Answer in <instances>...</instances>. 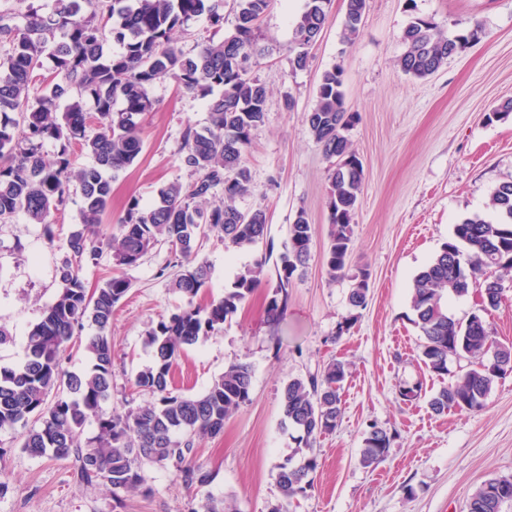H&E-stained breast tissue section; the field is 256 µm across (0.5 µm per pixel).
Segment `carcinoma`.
I'll return each mask as SVG.
<instances>
[{"mask_svg": "<svg viewBox=\"0 0 512 512\" xmlns=\"http://www.w3.org/2000/svg\"><path fill=\"white\" fill-rule=\"evenodd\" d=\"M271 0H238L234 31L211 40L194 55L174 42L175 31L188 30L204 16L211 25L224 22V0H53L50 9L32 5L25 24L10 23L0 13V43L9 45L0 57V223L20 212L39 224L45 240L55 241L54 215L70 199L72 182L81 194V224L67 237L68 257L58 269L60 288L42 318L28 332L22 362L0 365V429L22 430V448L34 456L73 458L72 478L79 487L108 485L133 490L146 485V467L171 471L188 489L210 484L211 473L194 463L200 441L224 431V421L250 399L251 366L230 363L210 387L196 396L170 389V373L186 346L219 329L239 305L262 285V263L237 276L224 297L201 307L195 298L210 278V266L196 260V242L215 234L224 248L248 250L266 234L267 216L257 207L241 222L233 201L252 192L244 153L252 131L265 121L268 91L244 70L258 47L257 21ZM331 0H305L293 29L294 67H305L311 44L325 26ZM366 0H347L342 40L359 34ZM482 27L473 24L447 37L431 18L416 17L403 32L406 50L401 70L417 78L433 74L448 58L481 40ZM115 41L121 51L106 53ZM344 71L340 67L321 76L316 100L307 114L309 131L330 158L354 160L330 173L329 244L322 264L331 279L345 276L352 242V219L362 192L363 165L339 127L344 106ZM170 76L188 94L208 102L206 125L189 126L179 149L181 162L194 175L188 184L172 181L143 207L128 201L118 219L113 258L119 271L102 285L88 290L80 275L82 261L96 251L102 219L112 203V182L133 165L144 150L140 117L151 108L150 89ZM46 81L44 93L30 98V86ZM67 101L64 112L59 102ZM58 144L53 160L43 158L46 142ZM93 159L75 168V150ZM223 201H214L216 194ZM496 214L490 221L476 214L454 226L453 235L412 279L413 324L422 338L420 354L434 374H448V346L460 357L497 352L501 363L480 364L458 375L430 401L440 414L450 409L479 411L495 379L512 372V347L491 336L481 315L458 321L448 313V297H462L473 287L492 284L487 273L512 270V181L496 187L489 197ZM314 229L305 211L289 225L288 251L277 270L276 297L270 310L287 300L294 273L311 257ZM168 242L181 259L183 271L171 281L186 304L162 318L146 334L151 362L140 370L134 386L155 400L124 410L106 409L112 400V340L115 305L131 289L125 270L137 266L159 241ZM370 275L361 273L350 289L353 310L368 305ZM96 332L85 337L83 348L90 367L66 373L62 361L84 323ZM345 363L333 360L319 377L293 378L282 390L281 425L294 437L300 460L279 467L277 484L288 500L312 487L310 475L318 467L311 450L318 437L336 429L341 419L340 389ZM53 400H48L49 395ZM97 432L85 445L78 438L88 419ZM391 446L387 432L368 426L360 462L373 467ZM479 488L469 512H500Z\"/></svg>", "mask_w": 512, "mask_h": 512, "instance_id": "obj_1", "label": "carcinoma"}]
</instances>
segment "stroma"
Listing matches in <instances>:
<instances>
[{
    "instance_id": "stroma-1",
    "label": "stroma",
    "mask_w": 512,
    "mask_h": 512,
    "mask_svg": "<svg viewBox=\"0 0 512 512\" xmlns=\"http://www.w3.org/2000/svg\"><path fill=\"white\" fill-rule=\"evenodd\" d=\"M304 4L273 0L258 22L269 51L252 74L268 90L267 115L244 157L253 192L235 205L242 211L263 207L267 235L250 251L225 250L213 235L199 243L198 258L211 267L199 302L222 297L260 259L263 284L222 328L185 347L174 371V388L196 395L231 362L252 367L249 402L195 458L211 472V483L190 491L173 473L153 466L137 490L81 489L71 479V460L31 456L18 431L3 429L0 480L8 488L0 493V512H191L209 496L231 512H466L484 481L512 476V373L496 380L482 410L434 413L428 401L450 376H436L422 363L410 306L413 277L447 242L454 224L474 214L491 217V192L512 181V116L487 119L512 99V0H367L360 33L350 43L341 38L346 0H331L308 64L296 70L292 30ZM416 16L434 18L446 35L475 21L485 34L433 75L416 78L398 65L406 49L402 34ZM335 66L344 71L345 108L358 115L346 136L363 164V184L350 275L333 281L321 261L329 241L333 161L311 136L306 116L322 74ZM151 97L143 154L114 182L105 225L115 224L129 199L148 206L162 185L192 179L178 149L186 127L205 124L206 102L181 92L170 77L154 84ZM80 208V195H72L55 216L51 244L25 215L0 224V325L11 334L0 345V364L22 360L28 331L53 301ZM302 210L315 231L312 256L295 273L284 311L274 315L268 302L276 269L289 226ZM363 270L370 274L369 303L348 328L350 278ZM180 271L171 247L161 242L127 272L132 288L112 315L114 408L153 400L131 383L151 361L147 331L184 303L170 288ZM335 359L348 366L340 422L313 448L319 467L312 488L283 499L277 473L296 450L281 427L283 387L292 378L321 375ZM406 382L420 385L418 399L400 400L398 389ZM372 423L388 432L391 446L383 462L366 468L359 453Z\"/></svg>"
}]
</instances>
